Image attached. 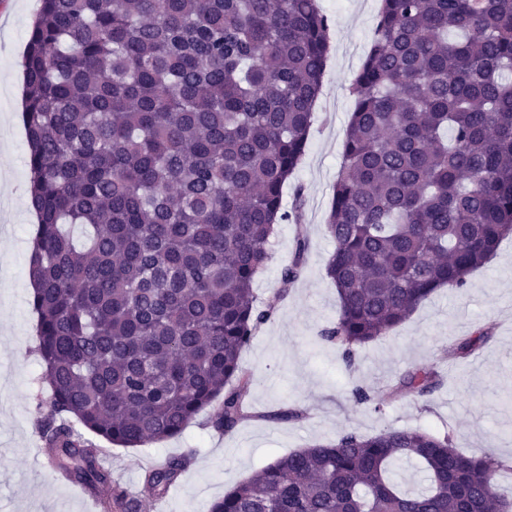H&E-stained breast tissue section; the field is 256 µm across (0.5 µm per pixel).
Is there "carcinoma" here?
I'll return each mask as SVG.
<instances>
[{"label": "carcinoma", "mask_w": 512, "mask_h": 512, "mask_svg": "<svg viewBox=\"0 0 512 512\" xmlns=\"http://www.w3.org/2000/svg\"><path fill=\"white\" fill-rule=\"evenodd\" d=\"M39 2L22 69L30 304L51 391L40 432L102 512H138L194 455L166 457L130 495L85 433L143 448L206 410L224 433L250 417L240 354L298 280L306 239L274 302L254 283L275 226L302 220V189L286 208L283 187L315 121L330 20L319 0ZM352 95L326 224L338 318L319 336L349 364L512 235V0H381ZM440 385L412 370L389 394ZM403 459L420 490L392 478ZM502 468L420 428L348 431L273 459L208 512H509Z\"/></svg>", "instance_id": "cac0c4a2"}]
</instances>
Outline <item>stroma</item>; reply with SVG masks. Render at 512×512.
<instances>
[{
  "label": "stroma",
  "mask_w": 512,
  "mask_h": 512,
  "mask_svg": "<svg viewBox=\"0 0 512 512\" xmlns=\"http://www.w3.org/2000/svg\"><path fill=\"white\" fill-rule=\"evenodd\" d=\"M331 19V49L317 100V119L294 181L304 192L302 225H278L269 243L272 259L254 288L267 300L280 286V268L294 240L307 242L304 270L275 315L243 349L241 365L253 376L251 419L219 434L207 413L185 432L145 448H111L107 460L116 482L137 490L146 469L169 455L193 452L191 467L160 500L146 499L140 512H207L214 500L275 457L345 431L371 435L420 427L448 435L460 452L505 466L501 485L512 492V238L472 272L463 288L441 289L387 336L357 352L347 368L336 345L320 332L337 319V295L326 275L334 243L326 232L332 189L353 109L351 83L370 48L380 0H320ZM35 16L32 0H0V179L13 185L0 204V512H91L93 502L75 483L48 477L40 467L47 446L40 424L50 390L40 380L35 317L29 305L28 255L35 224L25 213L27 149L21 113L10 94L22 77V55ZM490 340L467 358L443 355L456 337L477 328ZM439 371L442 387L426 400L399 395L381 411L356 404L354 386L370 393L396 383L406 371ZM296 406L304 419L280 422L273 410Z\"/></svg>",
  "instance_id": "obj_1"
}]
</instances>
